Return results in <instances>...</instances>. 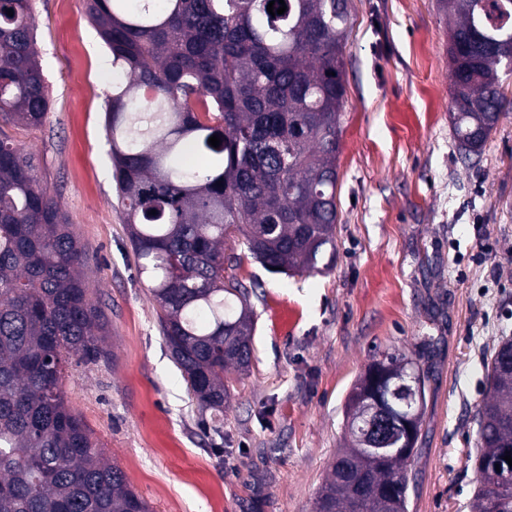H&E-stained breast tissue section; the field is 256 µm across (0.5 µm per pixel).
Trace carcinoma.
Returning <instances> with one entry per match:
<instances>
[{"instance_id": "carcinoma-1", "label": "carcinoma", "mask_w": 512, "mask_h": 512, "mask_svg": "<svg viewBox=\"0 0 512 512\" xmlns=\"http://www.w3.org/2000/svg\"><path fill=\"white\" fill-rule=\"evenodd\" d=\"M35 0H0V512H150L109 463L63 390L65 367L105 359L107 320L86 252L42 183L39 161L6 127H39L50 108L33 36ZM86 0L127 76L112 84L106 139L112 180L189 394L217 418L224 372L252 357L250 293L233 275L241 239L265 267L330 269L345 100L348 0ZM448 25L450 119L462 154L481 152L512 110V0H436ZM13 15H7V10ZM220 137L219 148L208 139ZM156 214H150L151 210ZM398 351L372 360L352 391L392 400ZM512 337L487 360L477 412L473 512H512L488 470L512 456ZM416 446L370 466L350 445L331 464L313 512H408Z\"/></svg>"}]
</instances>
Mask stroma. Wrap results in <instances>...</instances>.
<instances>
[{"mask_svg":"<svg viewBox=\"0 0 512 512\" xmlns=\"http://www.w3.org/2000/svg\"><path fill=\"white\" fill-rule=\"evenodd\" d=\"M350 4L336 258L289 277L225 243L254 291V356L226 375L219 437L173 363L117 206L104 130L112 57L85 0L35 2L50 110L42 127L9 134L39 157L109 318V358L70 367L64 388L152 512H312L345 443L353 384L394 349L427 374L409 512L471 510L486 360L512 336V112L480 157H462L435 0Z\"/></svg>","mask_w":512,"mask_h":512,"instance_id":"obj_1","label":"stroma"}]
</instances>
